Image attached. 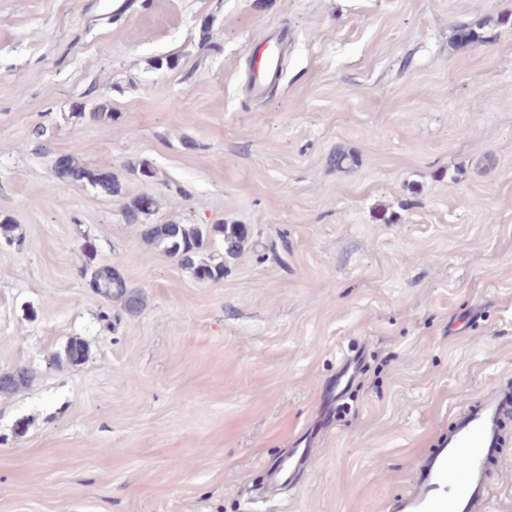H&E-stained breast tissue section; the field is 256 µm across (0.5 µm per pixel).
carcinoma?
<instances>
[{
  "instance_id": "1",
  "label": "carcinoma",
  "mask_w": 512,
  "mask_h": 512,
  "mask_svg": "<svg viewBox=\"0 0 512 512\" xmlns=\"http://www.w3.org/2000/svg\"><path fill=\"white\" fill-rule=\"evenodd\" d=\"M66 181L83 183L96 187L110 196L123 195V184L112 172L94 169L80 163L75 155L68 157ZM154 199L148 195L128 198L124 201L122 215L126 223L143 226V239L164 253L178 259L199 280L217 281L224 278V263L212 264L201 258L204 246L210 236L217 233L223 237L224 254L236 257L249 239L248 231L240 224H220L207 227L202 224H147L145 218L152 212ZM85 263L80 266L82 276L89 278V286L97 294L107 299L122 302L125 312L137 313L143 305V297L127 289L120 273L110 266H96V246L85 239L83 247ZM67 359L72 364L82 363L87 356V347L83 341L73 339L67 345ZM32 372L20 369L18 374H8L0 380V392L11 393L29 383Z\"/></svg>"
}]
</instances>
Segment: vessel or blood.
Instances as JSON below:
<instances>
[{"instance_id": "b4317fda", "label": "vessel or blood", "mask_w": 512, "mask_h": 512, "mask_svg": "<svg viewBox=\"0 0 512 512\" xmlns=\"http://www.w3.org/2000/svg\"><path fill=\"white\" fill-rule=\"evenodd\" d=\"M279 51L256 54L254 94H261L281 70ZM512 413V387L493 384L460 408L438 447L411 477L408 491L384 505V512H493L490 468L502 455L503 427Z\"/></svg>"}]
</instances>
